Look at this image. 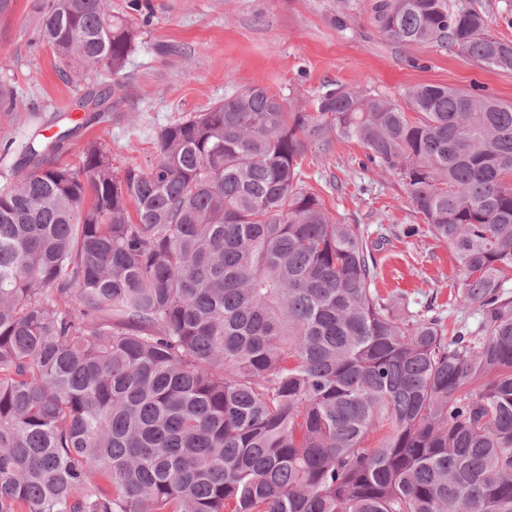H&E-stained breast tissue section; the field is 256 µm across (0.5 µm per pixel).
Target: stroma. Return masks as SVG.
Wrapping results in <instances>:
<instances>
[{"label": "stroma", "mask_w": 512, "mask_h": 512, "mask_svg": "<svg viewBox=\"0 0 512 512\" xmlns=\"http://www.w3.org/2000/svg\"><path fill=\"white\" fill-rule=\"evenodd\" d=\"M128 2L112 0L143 38L125 70L128 96L113 105L111 122L84 125L60 162L79 165L84 145L103 139L115 170L147 167L161 128L256 84L290 106L304 104L327 82L392 98L417 84L481 85L512 104V73L482 69L457 52L390 42L371 19V0H147L145 14ZM33 3L15 0L12 14L0 18V81L13 86L19 111L48 118L74 105L86 87L59 78L52 51L37 41ZM159 43L180 52L157 54ZM364 160L361 146L339 141L330 163H304L302 179L338 223L359 225L378 264L380 294L396 295L406 312L475 329L480 311L455 298L451 247L428 235L400 236L416 221L408 198Z\"/></svg>", "instance_id": "35a3bbf8"}]
</instances>
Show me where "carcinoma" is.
<instances>
[{"label": "carcinoma", "mask_w": 512, "mask_h": 512, "mask_svg": "<svg viewBox=\"0 0 512 512\" xmlns=\"http://www.w3.org/2000/svg\"><path fill=\"white\" fill-rule=\"evenodd\" d=\"M77 109L107 112L137 33L112 0H43ZM388 40L512 73L471 0H373ZM289 110L254 85L161 128L118 174L82 123L0 187V512H512V104L330 83ZM351 141L448 241L447 336L375 288L359 225L303 185ZM376 435L378 440L370 442Z\"/></svg>", "instance_id": "1"}]
</instances>
